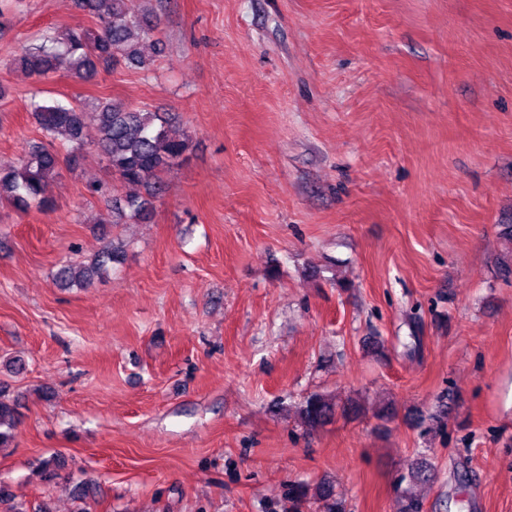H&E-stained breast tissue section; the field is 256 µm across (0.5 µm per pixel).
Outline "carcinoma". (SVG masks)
Segmentation results:
<instances>
[{
    "instance_id": "obj_1",
    "label": "carcinoma",
    "mask_w": 512,
    "mask_h": 512,
    "mask_svg": "<svg viewBox=\"0 0 512 512\" xmlns=\"http://www.w3.org/2000/svg\"><path fill=\"white\" fill-rule=\"evenodd\" d=\"M81 7L98 20L96 27L79 28L64 37L47 30L39 44L14 55L11 65L38 76L64 69L84 81L93 80L101 64L145 67L140 46L155 36L157 17L138 12L135 0H81ZM33 115L48 144L32 147L15 165L0 166V202L23 211L33 205L47 208L45 188L59 174L61 163L77 167L92 149L106 158L117 180L146 190L144 197L137 194L112 201V223L144 220L151 198L162 192L160 174L181 160L189 148L188 136L173 130L163 113L113 100L98 103L93 113L98 137L91 144L84 136L88 113L79 103L54 100L37 104ZM123 256L122 248L111 246L86 263L64 264L57 269L54 283L59 288L89 286L111 272ZM352 410L356 407L351 404L339 405L315 393L298 403L297 414L307 429L316 430L331 423L337 412ZM17 420L16 404L0 398V448L9 447ZM431 477L428 464H410L402 476L408 487L402 490L401 512H422L423 502L412 494L411 487L428 483Z\"/></svg>"
}]
</instances>
